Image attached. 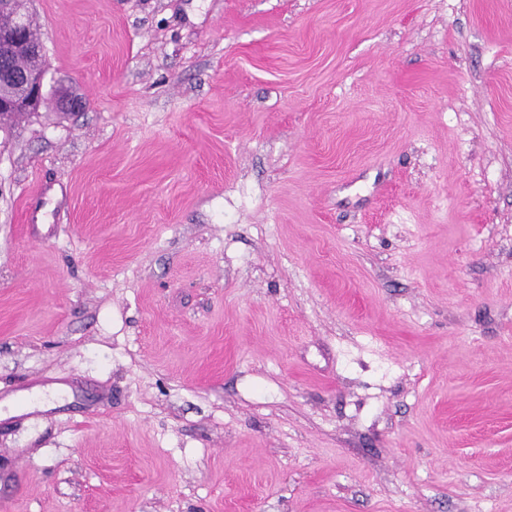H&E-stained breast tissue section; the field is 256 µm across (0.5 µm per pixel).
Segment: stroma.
I'll return each mask as SVG.
<instances>
[{
  "instance_id": "stroma-1",
  "label": "stroma",
  "mask_w": 512,
  "mask_h": 512,
  "mask_svg": "<svg viewBox=\"0 0 512 512\" xmlns=\"http://www.w3.org/2000/svg\"><path fill=\"white\" fill-rule=\"evenodd\" d=\"M21 10L0 512H512V0Z\"/></svg>"
}]
</instances>
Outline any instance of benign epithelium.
<instances>
[{"mask_svg": "<svg viewBox=\"0 0 512 512\" xmlns=\"http://www.w3.org/2000/svg\"><path fill=\"white\" fill-rule=\"evenodd\" d=\"M43 54V47L33 45L22 20L0 28V118L6 110L37 106L42 97L45 68L21 75L11 67L19 55Z\"/></svg>", "mask_w": 512, "mask_h": 512, "instance_id": "obj_1", "label": "benign epithelium"}]
</instances>
